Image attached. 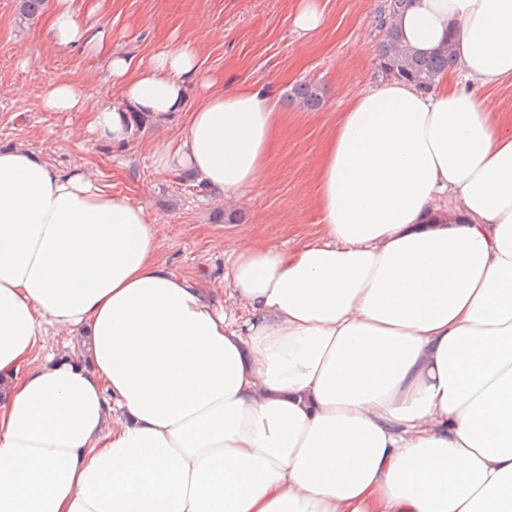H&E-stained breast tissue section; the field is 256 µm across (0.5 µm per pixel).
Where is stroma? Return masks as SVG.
<instances>
[{"instance_id": "1", "label": "stroma", "mask_w": 512, "mask_h": 512, "mask_svg": "<svg viewBox=\"0 0 512 512\" xmlns=\"http://www.w3.org/2000/svg\"><path fill=\"white\" fill-rule=\"evenodd\" d=\"M383 3L321 0L325 23L306 37L293 26L300 0H107L86 17L88 26L108 28L111 48L133 61L188 43L203 74L221 76L228 88L263 85L277 96L284 121L264 176L241 198L225 199L152 162L154 142L179 136L186 113L143 126L133 143L117 148L86 131L84 113L45 110L41 91L56 79L113 101L105 62L80 47H57L38 21L20 23V0H0V146L90 172L107 191L142 204L159 225L161 260L223 295L225 238L293 248L316 234L315 175L326 136L350 95L383 79L376 59ZM300 81L322 87L318 109L289 104Z\"/></svg>"}]
</instances>
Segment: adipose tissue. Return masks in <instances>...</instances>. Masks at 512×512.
<instances>
[{"label":"adipose tissue","instance_id":"obj_1","mask_svg":"<svg viewBox=\"0 0 512 512\" xmlns=\"http://www.w3.org/2000/svg\"><path fill=\"white\" fill-rule=\"evenodd\" d=\"M396 25L421 54L453 40L452 73L355 93L316 237L225 239L220 304L143 205L0 149V512H512V116L474 92L512 80V0H409ZM47 29L105 54L119 101L53 81L44 108L116 144L184 112L158 168L227 198L260 179L266 89H222L187 44L132 64L72 0Z\"/></svg>","mask_w":512,"mask_h":512}]
</instances>
